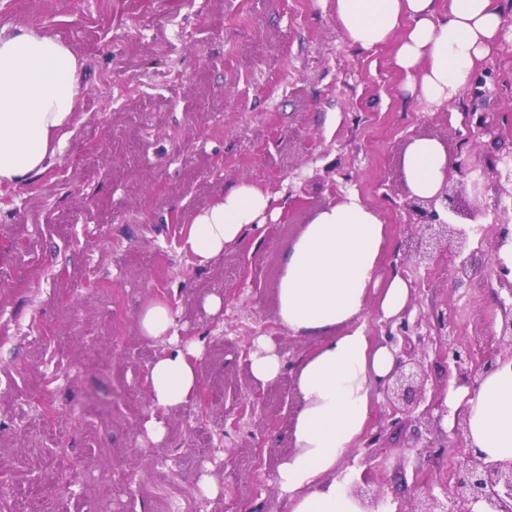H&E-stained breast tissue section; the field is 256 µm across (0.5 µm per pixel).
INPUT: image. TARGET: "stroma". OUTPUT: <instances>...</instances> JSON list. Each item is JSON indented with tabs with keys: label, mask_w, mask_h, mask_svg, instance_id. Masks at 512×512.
<instances>
[{
	"label": "stroma",
	"mask_w": 512,
	"mask_h": 512,
	"mask_svg": "<svg viewBox=\"0 0 512 512\" xmlns=\"http://www.w3.org/2000/svg\"><path fill=\"white\" fill-rule=\"evenodd\" d=\"M505 30L447 107L406 89L393 47L349 44L336 0H0V24L40 26L85 64L80 122L51 166L0 191V512H28L52 473V498L88 512H285L277 476L291 450L292 372L317 346L278 316L282 257L315 214L349 193L388 228L382 276L410 286L409 321L439 312L459 343L485 353L501 323L487 278L458 281L449 251L415 258L403 210L402 156L418 135L453 159L474 206L486 159L512 151V0ZM487 114L490 132L467 122ZM278 214L206 265L182 239L239 182ZM222 300L206 311L208 296ZM170 304L197 341L207 404L164 414L155 445L149 368L162 344L140 336L150 300ZM426 397L444 403L446 365L420 326ZM278 346L280 376L261 385L245 351ZM233 460L222 465L225 452ZM371 489L410 499L398 451L381 452Z\"/></svg>",
	"instance_id": "stroma-1"
}]
</instances>
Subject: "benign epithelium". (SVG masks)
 Returning <instances> with one entry per match:
<instances>
[{"instance_id": "7a95c632", "label": "benign epithelium", "mask_w": 512, "mask_h": 512, "mask_svg": "<svg viewBox=\"0 0 512 512\" xmlns=\"http://www.w3.org/2000/svg\"><path fill=\"white\" fill-rule=\"evenodd\" d=\"M494 178L495 195L492 202H484L483 208H466L459 205L458 193L455 187L444 181L440 190L430 198H419L405 192L404 207L416 216L420 224V233L415 244L414 254L425 257L433 241L442 235L447 236V242L454 243L455 249L451 255L457 259L455 274L460 280H472L482 269V260L477 257V251H467L469 229L467 222H474L481 210H492L501 215L508 212L503 205L506 199L512 200V152L499 155L489 167ZM498 289L506 292L512 300V271L501 262L494 260L490 263ZM422 319L409 324L403 319L398 327V334H389L390 343L400 346L392 373L380 383L388 400H406L416 396L415 404L425 401V370L422 357L418 355L412 344L410 332L420 327ZM433 326L437 332L438 356L448 368L454 370L455 386H466L476 390L482 377L487 372L498 367L496 358L488 356L478 362L474 350L456 342L450 333L445 331L446 324L441 315L434 316ZM499 345L512 347V304L503 311L499 332L492 337ZM398 421L380 424L377 429L365 436L363 448L365 452L360 464L366 466L360 479L350 485L351 494L358 500L361 507L366 509L375 506L381 500V495L367 496L363 485L368 483V471L376 466L379 451L389 447L393 440L389 429L397 426ZM447 435L436 431V437H423L420 428L413 429L412 445L399 449L400 453L414 452L413 459H405L411 463L413 486H418L423 475L433 471L447 454L445 444ZM454 481L438 483V486L427 487L423 499L416 504H409L399 498H394V512H476L478 503L484 504L490 512H512V461H487L476 455L473 449H467L463 462L459 467L450 469Z\"/></svg>"}]
</instances>
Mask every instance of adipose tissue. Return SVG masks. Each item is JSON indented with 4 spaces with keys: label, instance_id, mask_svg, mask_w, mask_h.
I'll return each mask as SVG.
<instances>
[{
    "label": "adipose tissue",
    "instance_id": "1",
    "mask_svg": "<svg viewBox=\"0 0 512 512\" xmlns=\"http://www.w3.org/2000/svg\"><path fill=\"white\" fill-rule=\"evenodd\" d=\"M336 23L357 48L394 43L392 61L409 75L408 91L441 106L469 86L476 64L498 42L504 16L497 0H336ZM83 68L75 51L44 28L0 25V188L28 183L66 145ZM452 168L440 142L419 137L408 144L403 172L411 195L434 196ZM271 211L269 195L240 183L194 218L182 249L206 264L260 228ZM386 244L379 215L352 194L319 211L286 250L278 280L280 323L293 336L321 339L294 370L301 403L292 450L277 479L288 512H361L335 472L365 431L376 383L394 365L392 349L372 344L366 333L369 292L382 286L386 319L409 300L403 277L379 279ZM138 326L141 336L166 344L148 373L154 407L166 412L193 400L201 348L178 336L168 302L151 301ZM446 406L449 414H464L474 453L512 460V360L485 374L477 390L451 389Z\"/></svg>",
    "mask_w": 512,
    "mask_h": 512
}]
</instances>
